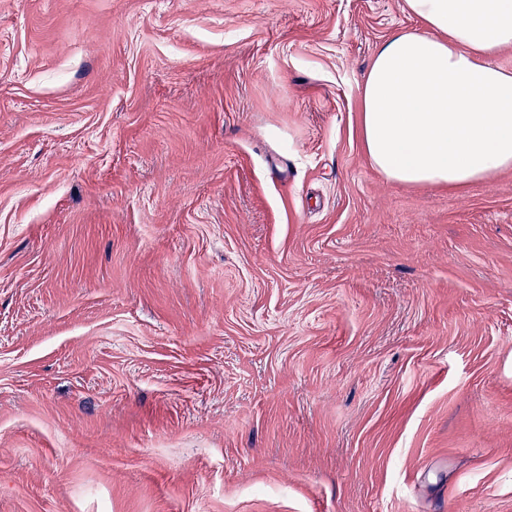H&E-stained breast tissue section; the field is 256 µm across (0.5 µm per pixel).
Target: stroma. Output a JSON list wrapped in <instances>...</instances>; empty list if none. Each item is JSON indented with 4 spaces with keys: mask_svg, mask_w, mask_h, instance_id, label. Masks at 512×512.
I'll list each match as a JSON object with an SVG mask.
<instances>
[{
    "mask_svg": "<svg viewBox=\"0 0 512 512\" xmlns=\"http://www.w3.org/2000/svg\"><path fill=\"white\" fill-rule=\"evenodd\" d=\"M404 0H0V512H512V170L371 164Z\"/></svg>",
    "mask_w": 512,
    "mask_h": 512,
    "instance_id": "35a3bbf8",
    "label": "stroma"
}]
</instances>
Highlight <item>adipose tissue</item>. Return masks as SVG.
Segmentation results:
<instances>
[{"label":"adipose tissue","instance_id":"ef3b65f1","mask_svg":"<svg viewBox=\"0 0 512 512\" xmlns=\"http://www.w3.org/2000/svg\"><path fill=\"white\" fill-rule=\"evenodd\" d=\"M418 25L376 49L359 87L373 167L409 186L465 188L512 169V0H405Z\"/></svg>","mask_w":512,"mask_h":512}]
</instances>
